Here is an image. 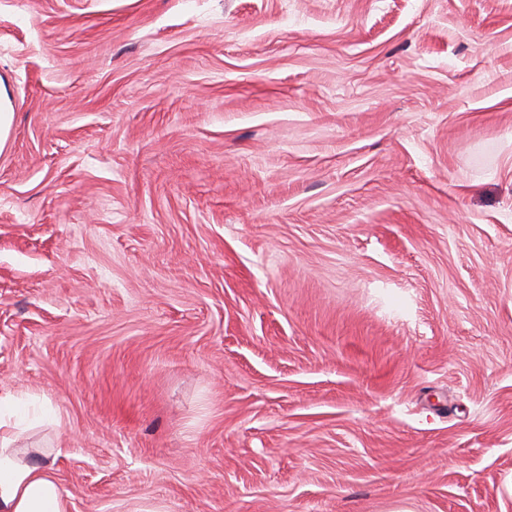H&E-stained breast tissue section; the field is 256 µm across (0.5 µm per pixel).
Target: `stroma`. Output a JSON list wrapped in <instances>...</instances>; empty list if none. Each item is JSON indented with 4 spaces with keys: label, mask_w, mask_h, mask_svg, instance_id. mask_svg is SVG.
<instances>
[{
    "label": "stroma",
    "mask_w": 512,
    "mask_h": 512,
    "mask_svg": "<svg viewBox=\"0 0 512 512\" xmlns=\"http://www.w3.org/2000/svg\"><path fill=\"white\" fill-rule=\"evenodd\" d=\"M0 78L70 512H512V0H0Z\"/></svg>",
    "instance_id": "obj_1"
}]
</instances>
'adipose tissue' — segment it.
Wrapping results in <instances>:
<instances>
[{"mask_svg":"<svg viewBox=\"0 0 512 512\" xmlns=\"http://www.w3.org/2000/svg\"><path fill=\"white\" fill-rule=\"evenodd\" d=\"M14 398L0 399V512H69V498L42 448H22L26 431Z\"/></svg>","mask_w":512,"mask_h":512,"instance_id":"1","label":"adipose tissue"}]
</instances>
